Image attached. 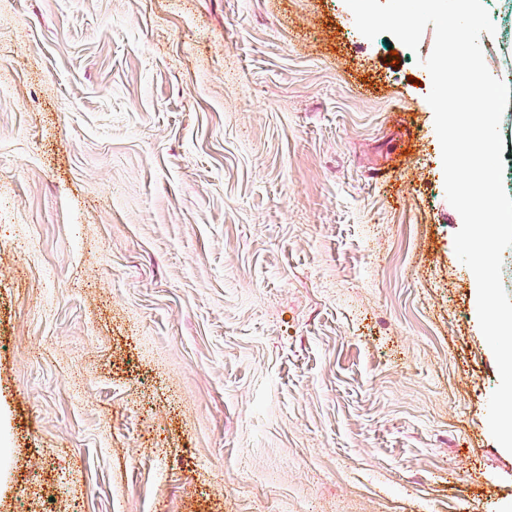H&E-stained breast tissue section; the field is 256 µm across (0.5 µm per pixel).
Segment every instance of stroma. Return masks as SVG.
Segmentation results:
<instances>
[{
  "label": "stroma",
  "instance_id": "obj_1",
  "mask_svg": "<svg viewBox=\"0 0 512 512\" xmlns=\"http://www.w3.org/2000/svg\"><path fill=\"white\" fill-rule=\"evenodd\" d=\"M434 42L0 0V512H512Z\"/></svg>",
  "mask_w": 512,
  "mask_h": 512
}]
</instances>
